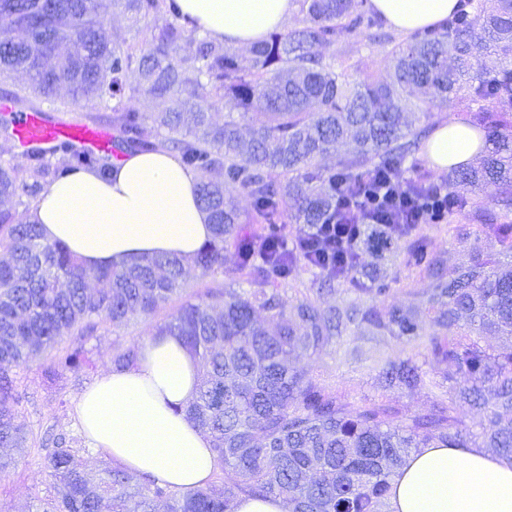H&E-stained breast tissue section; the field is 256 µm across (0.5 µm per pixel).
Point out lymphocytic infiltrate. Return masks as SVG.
Listing matches in <instances>:
<instances>
[{"label": "lymphocytic infiltrate", "instance_id": "lymphocytic-infiltrate-1", "mask_svg": "<svg viewBox=\"0 0 512 512\" xmlns=\"http://www.w3.org/2000/svg\"><path fill=\"white\" fill-rule=\"evenodd\" d=\"M336 211L325 224L294 239L280 236L254 242V249L271 255L288 253L316 259L321 271L341 279L352 278L359 261V246L369 226H377L391 239H405L421 225L436 224L448 217V186L435 182L420 191L413 178H395L378 172L355 185L336 183Z\"/></svg>", "mask_w": 512, "mask_h": 512}]
</instances>
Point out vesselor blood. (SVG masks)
<instances>
[{"label": "vessel or blood", "mask_w": 512, "mask_h": 512, "mask_svg": "<svg viewBox=\"0 0 512 512\" xmlns=\"http://www.w3.org/2000/svg\"><path fill=\"white\" fill-rule=\"evenodd\" d=\"M113 135L105 128L55 122L41 112L14 115V146L25 153L51 154L61 143H68L85 154H108Z\"/></svg>", "instance_id": "1"}]
</instances>
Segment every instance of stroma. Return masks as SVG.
Instances as JSON below:
<instances>
[{"label":"stroma","instance_id":"obj_1","mask_svg":"<svg viewBox=\"0 0 512 512\" xmlns=\"http://www.w3.org/2000/svg\"><path fill=\"white\" fill-rule=\"evenodd\" d=\"M387 48L369 43L364 31L351 36L345 52L337 53V61L354 66L361 72L383 71ZM35 108L55 121L85 124L96 119L98 126L112 128V115L91 104L81 102L67 107L56 102L35 100ZM421 253L410 252L407 240L393 243L385 259L383 283L388 292L386 305L403 307L410 304L414 293L428 288L426 261L432 255H443L447 273L469 261L474 247L486 255L500 258L502 247L497 239L485 234L481 225L471 223L464 214H456L439 224L422 225L416 235ZM151 318L133 319L125 327L100 329L87 346L96 362L95 371L82 376L63 373L49 376L54 350H45L32 358L26 367L17 369L18 388L28 399L16 409L18 422L29 434L31 445L18 456L15 466L0 472V512H33L36 499L50 492L41 476L43 453L38 442L47 429L67 431L80 447V461L96 469L106 459L96 451L86 450V439L76 421L75 407L82 392L112 363L117 346L141 341L152 332ZM411 361L418 366L423 381L415 388L385 385L381 372L391 361ZM292 364L314 377L338 405L348 410L383 406L390 409L397 422L439 406L472 434L473 447H481L479 436L483 411L461 403L457 397L458 378L447 365L435 363L427 340L407 342L393 336L371 338L355 332L347 333L323 349L294 358Z\"/></svg>","mask_w":512,"mask_h":512}]
</instances>
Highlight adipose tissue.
I'll return each mask as SVG.
<instances>
[{
    "mask_svg": "<svg viewBox=\"0 0 512 512\" xmlns=\"http://www.w3.org/2000/svg\"><path fill=\"white\" fill-rule=\"evenodd\" d=\"M458 0H368L391 28L412 34L443 24ZM177 11L218 41L248 47L282 29L296 0H176ZM464 123L439 126L427 150L438 169L469 164L484 151ZM29 219L87 268L136 256L190 259L212 234L196 177L167 151L129 154L108 174L77 168L33 202ZM200 372L175 336L146 337L138 360L110 367L81 395L76 420L94 450L131 473L176 491L207 485L217 469L209 438L188 421ZM388 512H512V462L476 448L412 452L391 481Z\"/></svg>",
    "mask_w": 512,
    "mask_h": 512,
    "instance_id": "obj_1",
    "label": "adipose tissue"
}]
</instances>
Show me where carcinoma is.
Returning a JSON list of instances; mask_svg holds the SVG:
<instances>
[{"mask_svg": "<svg viewBox=\"0 0 512 512\" xmlns=\"http://www.w3.org/2000/svg\"><path fill=\"white\" fill-rule=\"evenodd\" d=\"M302 26L276 32L249 48L250 66L235 49L186 21L172 22L144 44L134 42L164 0H0V78L23 73L28 85L13 93L91 103L113 112L121 144L135 152L173 150L197 178L212 237L191 262L178 256L133 257L119 268L89 271L66 246L43 239L26 221L23 198L36 199L68 169H108V156H88L63 143L54 166L32 153L26 161L0 157V448L28 447L15 423L23 396L13 370L66 336L50 372L88 373L95 360L85 340L99 327L127 325L165 309L186 292L190 271L206 278L224 271V252L242 254L251 238L244 224H275L283 213L304 232L336 208V175L354 181L378 169H421L426 131L406 113H424L452 98L473 107L461 117L484 134L488 153L473 167L448 172L457 210L499 239L512 255V224L488 213L485 184L499 188L497 206L512 214V0H470L472 13L442 32L416 33L392 46L388 79L350 80L336 71V45L364 21L363 0H298ZM119 8L128 24L103 30ZM453 66H448V59ZM66 98L60 99V92ZM237 113L215 118L218 104ZM163 100L160 112L135 104ZM249 200L245 209L243 200ZM16 202L18 212L5 206ZM391 241L375 230L362 251L382 252ZM438 255L426 266L431 288L420 303L385 307L384 288H360L348 305L321 301L336 277L309 267L317 299L288 301L273 281L269 259L258 253L229 272L225 287H208L157 322L154 331L177 336L200 364L197 397L187 419L205 432L218 471L202 488L175 491L117 467L92 471L64 433L46 448L43 467L53 493L36 512H233L241 495L278 496L289 512H386L391 480L415 450L434 444L465 447L471 434L446 410L434 408L397 423L384 407L347 411L289 358L316 351L350 326L372 336L415 341L426 325L512 335V262L493 264L481 251L454 277ZM434 355L463 379L458 397L485 412L486 447L512 462V345L491 355L474 342ZM139 344L115 349L112 363L136 362ZM388 385L412 387L418 368L391 363Z\"/></svg>", "mask_w": 512, "mask_h": 512, "instance_id": "cac0c4a2", "label": "carcinoma"}]
</instances>
